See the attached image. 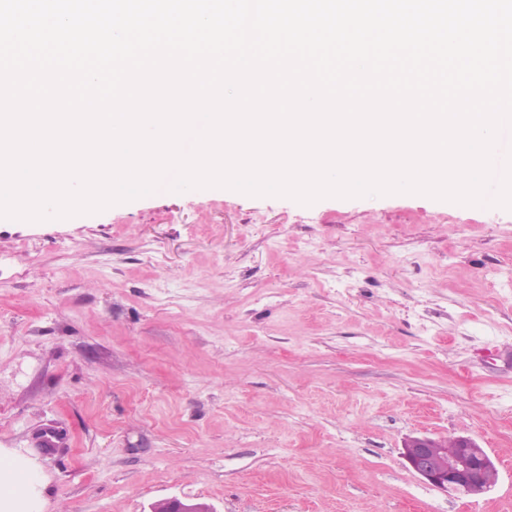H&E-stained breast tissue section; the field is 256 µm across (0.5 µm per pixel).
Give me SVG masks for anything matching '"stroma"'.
<instances>
[{"mask_svg": "<svg viewBox=\"0 0 512 512\" xmlns=\"http://www.w3.org/2000/svg\"><path fill=\"white\" fill-rule=\"evenodd\" d=\"M415 435L495 486H430ZM0 451L38 512H512V211L163 188L1 221ZM452 455L448 460L450 441L430 437H412L403 447L409 466L430 485L451 495L480 496L497 481V469L472 439L452 438Z\"/></svg>", "mask_w": 512, "mask_h": 512, "instance_id": "35a3bbf8", "label": "stroma"}]
</instances>
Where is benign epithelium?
I'll use <instances>...</instances> for the list:
<instances>
[{"instance_id":"1","label":"benign epithelium","mask_w":512,"mask_h":512,"mask_svg":"<svg viewBox=\"0 0 512 512\" xmlns=\"http://www.w3.org/2000/svg\"><path fill=\"white\" fill-rule=\"evenodd\" d=\"M453 445L430 437H412L403 447L409 466L430 485L451 495L480 496L497 481V469L472 439L455 437ZM152 512H215L202 503H188L171 498Z\"/></svg>"}]
</instances>
